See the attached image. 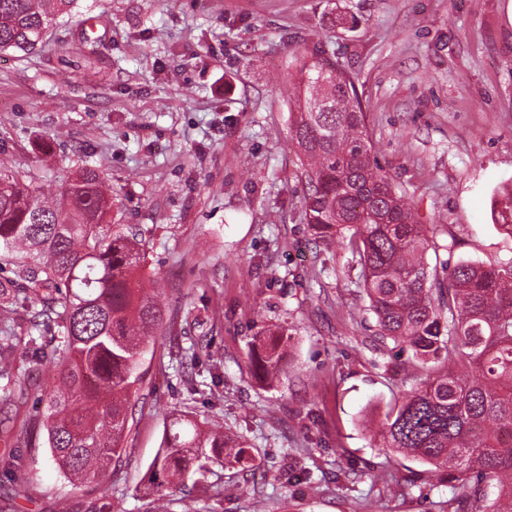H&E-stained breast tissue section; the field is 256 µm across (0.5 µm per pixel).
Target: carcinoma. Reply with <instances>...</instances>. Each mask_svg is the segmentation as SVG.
<instances>
[{"label": "carcinoma", "mask_w": 512, "mask_h": 512, "mask_svg": "<svg viewBox=\"0 0 512 512\" xmlns=\"http://www.w3.org/2000/svg\"><path fill=\"white\" fill-rule=\"evenodd\" d=\"M78 0H0V51H35ZM290 132L305 158L313 235L358 257L359 278L377 322L376 341L410 353L416 386L386 413L382 447L446 473L457 512H512V261L498 268L427 259L417 223L371 154L366 115L353 80L336 62L304 56L293 75ZM512 236V191L496 201ZM112 189L86 167L44 196L33 179L0 162V379L37 372L68 354L42 420L58 469L98 482L124 449L127 402L142 383L151 333L163 310L130 287L144 261L141 231L111 223ZM252 362L268 383L280 357L261 342ZM246 440L184 414L166 427L152 485L193 489L190 468L241 463Z\"/></svg>", "instance_id": "cac0c4a2"}]
</instances>
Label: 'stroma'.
I'll return each instance as SVG.
<instances>
[{
    "mask_svg": "<svg viewBox=\"0 0 512 512\" xmlns=\"http://www.w3.org/2000/svg\"><path fill=\"white\" fill-rule=\"evenodd\" d=\"M336 61L367 113L374 156L418 221L428 260L497 266L512 183V0H81L30 54L0 52V160L43 188L99 169L112 221L146 238L139 286L164 321L109 469L112 512H147L148 470L171 415L220 418L253 467L192 472L198 512H455L442 472L380 447L407 354L375 317L342 246L315 242L290 135L299 55ZM284 371L250 368L264 325ZM54 363L16 374V423L45 413ZM0 512H90L98 486L59 473L43 429L0 435Z\"/></svg>",
    "mask_w": 512,
    "mask_h": 512,
    "instance_id": "stroma-1",
    "label": "stroma"
}]
</instances>
